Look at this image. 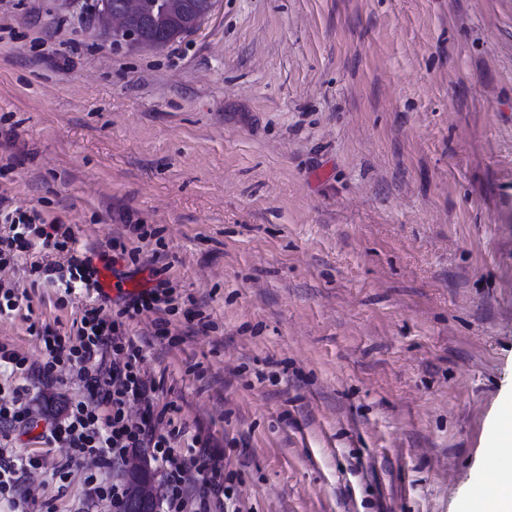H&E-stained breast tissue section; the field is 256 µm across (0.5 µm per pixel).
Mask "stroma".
Listing matches in <instances>:
<instances>
[{"label": "stroma", "mask_w": 512, "mask_h": 512, "mask_svg": "<svg viewBox=\"0 0 512 512\" xmlns=\"http://www.w3.org/2000/svg\"><path fill=\"white\" fill-rule=\"evenodd\" d=\"M0 132V196L98 250L158 230L182 302L130 334L241 512H473L512 424V0H216L158 51L0 0ZM84 395L63 372L32 416ZM12 446L72 512L87 463L62 494L68 449Z\"/></svg>", "instance_id": "obj_1"}]
</instances>
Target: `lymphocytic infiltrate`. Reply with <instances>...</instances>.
<instances>
[{"mask_svg":"<svg viewBox=\"0 0 512 512\" xmlns=\"http://www.w3.org/2000/svg\"><path fill=\"white\" fill-rule=\"evenodd\" d=\"M155 230L140 223L125 224L108 246L131 264L149 266L156 285L130 294H119L112 317H105L102 304L91 301L100 292L99 270L90 249L81 247L71 225L47 220L36 207H11L0 199V267L19 268L36 288L53 289L59 304L88 297L69 331L31 321L28 330L36 336L43 361L29 364L16 350L0 344V367L10 370L8 383H0V502L9 512H37V499L25 479L42 466L41 456L12 450V435L31 431L33 387L30 378L56 380L63 370L75 371L85 397L66 405L41 432L39 443L48 448H69L68 461L54 467L51 476L66 481L72 463L92 460L85 476V502L74 512H115L128 490L111 477L113 469L129 453L143 448L161 475L160 512H239L237 492L224 475V463L201 436H188L184 426L162 430L165 410L159 409L154 379L140 363L143 348L129 335V324L142 315H155L157 335L168 333L169 317L178 312L174 288L163 278V248L144 253L142 245L155 237ZM139 417H132V407ZM34 431V430H33ZM196 470V486L186 474Z\"/></svg>","mask_w":512,"mask_h":512,"instance_id":"1","label":"lymphocytic infiltrate"}]
</instances>
